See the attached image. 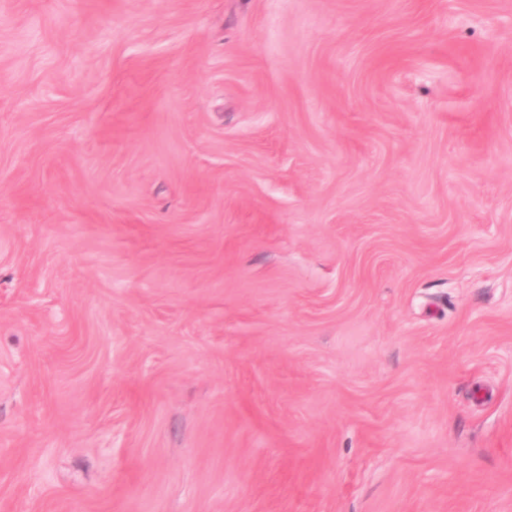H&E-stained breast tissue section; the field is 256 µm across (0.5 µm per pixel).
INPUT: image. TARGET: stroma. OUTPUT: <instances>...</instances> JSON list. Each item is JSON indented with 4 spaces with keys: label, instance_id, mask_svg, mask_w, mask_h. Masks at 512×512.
I'll list each match as a JSON object with an SVG mask.
<instances>
[{
    "label": "stroma",
    "instance_id": "1",
    "mask_svg": "<svg viewBox=\"0 0 512 512\" xmlns=\"http://www.w3.org/2000/svg\"><path fill=\"white\" fill-rule=\"evenodd\" d=\"M0 512H512V0H0Z\"/></svg>",
    "mask_w": 512,
    "mask_h": 512
}]
</instances>
